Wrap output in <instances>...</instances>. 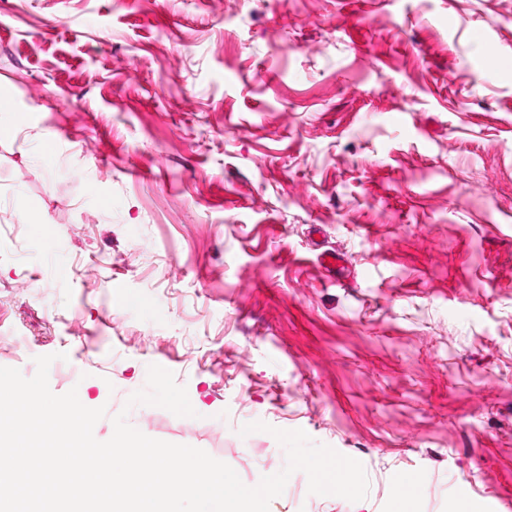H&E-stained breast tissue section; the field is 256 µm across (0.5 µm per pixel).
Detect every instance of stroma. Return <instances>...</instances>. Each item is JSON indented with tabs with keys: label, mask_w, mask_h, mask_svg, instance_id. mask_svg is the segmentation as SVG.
<instances>
[{
	"label": "stroma",
	"mask_w": 512,
	"mask_h": 512,
	"mask_svg": "<svg viewBox=\"0 0 512 512\" xmlns=\"http://www.w3.org/2000/svg\"><path fill=\"white\" fill-rule=\"evenodd\" d=\"M1 98L0 366L249 486L255 421L365 468L270 512H512V0H0ZM153 363L196 417L128 406Z\"/></svg>",
	"instance_id": "1"
}]
</instances>
